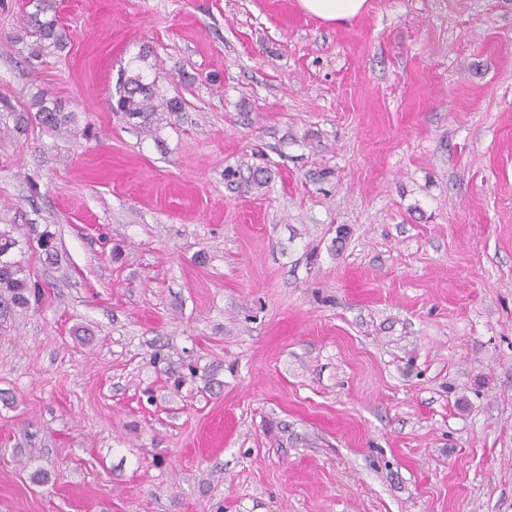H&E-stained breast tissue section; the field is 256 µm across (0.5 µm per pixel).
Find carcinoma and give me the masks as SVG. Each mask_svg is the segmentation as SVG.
<instances>
[{
  "instance_id": "obj_1",
  "label": "carcinoma",
  "mask_w": 512,
  "mask_h": 512,
  "mask_svg": "<svg viewBox=\"0 0 512 512\" xmlns=\"http://www.w3.org/2000/svg\"><path fill=\"white\" fill-rule=\"evenodd\" d=\"M27 5L34 8V11L27 13V23L35 37L31 55L38 58L52 49L62 48L64 32L57 19H41L43 0H28ZM146 59L144 53L135 57L130 68L121 73L112 111L135 120L136 127L151 133L158 129L159 116L175 115L183 111L184 106L180 98L161 93L156 79L148 73L149 67L143 65ZM17 121L23 124L34 121L49 132H65L73 136L88 134L86 128L76 130L75 113L64 111L57 101L43 93L33 96L27 111L18 114ZM16 246L17 241L8 232H0V297L7 298L15 306L25 307L29 304V286L22 277L23 268L19 262L9 257Z\"/></svg>"
}]
</instances>
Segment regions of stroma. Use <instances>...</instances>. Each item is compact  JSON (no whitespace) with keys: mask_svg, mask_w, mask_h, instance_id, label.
Instances as JSON below:
<instances>
[{"mask_svg":"<svg viewBox=\"0 0 512 512\" xmlns=\"http://www.w3.org/2000/svg\"><path fill=\"white\" fill-rule=\"evenodd\" d=\"M26 2L0 512H512V0H49L38 58ZM142 52L186 102L152 136ZM41 90L89 137L17 125ZM42 0H28L27 7L33 6L35 11L26 13L27 23L33 29L32 34L35 39V47L32 49L33 57H40L46 52H50L51 48L57 50L64 45V32L58 24L55 17L42 20L41 14L44 12ZM300 8L323 22L343 24L361 15L366 0H298ZM148 55L142 53L131 61L130 68L123 70L116 88L114 112H121L125 117L136 119L134 125L143 132L152 133L158 129L157 115H175L183 112V101L176 96L167 97L161 93L156 78L148 73L152 66H142Z\"/></svg>","mask_w":512,"mask_h":512,"instance_id":"1","label":"stroma"}]
</instances>
